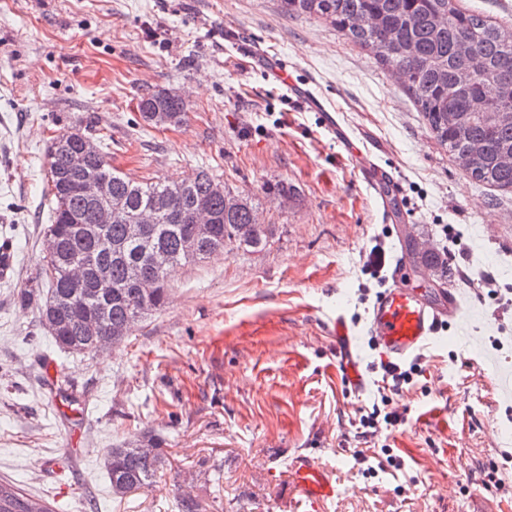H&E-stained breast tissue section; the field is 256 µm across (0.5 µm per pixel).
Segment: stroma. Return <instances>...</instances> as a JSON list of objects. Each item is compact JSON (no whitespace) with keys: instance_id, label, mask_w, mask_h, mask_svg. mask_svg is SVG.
I'll list each match as a JSON object with an SVG mask.
<instances>
[{"instance_id":"1","label":"stroma","mask_w":512,"mask_h":512,"mask_svg":"<svg viewBox=\"0 0 512 512\" xmlns=\"http://www.w3.org/2000/svg\"><path fill=\"white\" fill-rule=\"evenodd\" d=\"M287 66L352 131L336 142L272 71ZM188 104L178 126L146 124L156 91ZM108 144L136 180L209 169L252 194L271 236L175 269L166 306L108 352L72 356L22 289L40 273L47 154L68 127ZM400 185L409 230L385 223L353 151ZM295 194L285 202L278 185ZM448 263L463 321L415 356L395 395L402 423L363 434L373 385L353 393L332 320L363 324L412 238ZM0 479L54 512H308L288 479L299 455L335 473L324 512H512V193L472 180L429 132L403 80L330 22L279 0H0ZM161 436L158 483L112 496L107 448ZM387 445L403 464L369 476L355 458Z\"/></svg>"}]
</instances>
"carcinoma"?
<instances>
[{"instance_id":"obj_1","label":"carcinoma","mask_w":512,"mask_h":512,"mask_svg":"<svg viewBox=\"0 0 512 512\" xmlns=\"http://www.w3.org/2000/svg\"><path fill=\"white\" fill-rule=\"evenodd\" d=\"M284 12L308 15L331 22L345 36L365 48L381 64L405 73L406 87L425 124L452 159L472 158L466 173L475 181L501 192L512 191V166L499 159L512 154V121H500L496 110L512 109V27L462 9L457 0H279ZM472 71L469 81L461 75ZM142 119L159 126L185 122L187 104L172 91H161L140 100ZM83 133L75 127L60 131L48 151L51 194L55 207L46 233L60 237L59 256L43 259L40 277L47 292L39 317L55 344L72 354H89L90 337L76 313L97 317V334L110 338L111 330H125L132 313L149 300L152 312L168 296L169 274H164L148 297L129 287L133 268L150 273L147 256L139 244L125 238L123 225L111 224L88 237L72 231L76 224L96 223L95 209L82 191L89 179H106L112 200L130 211L162 207L152 225L157 244L171 255V268L191 265L199 257L185 252L192 233L191 216L204 205L220 216L213 234L199 242L205 257L226 250L262 249L268 243L267 227L257 221L252 196L233 192L202 169L174 182H130L99 151L82 172L69 169L68 155L81 144ZM442 278L448 273L430 249L411 248ZM70 262L88 264L89 279L80 288L68 285L63 268ZM108 268L112 299L93 296L96 275ZM152 449H141L139 440L124 442L106 452V470L112 495L117 499L150 487L166 460L164 440L148 436ZM32 499L14 485L0 481V512H29Z\"/></svg>"}]
</instances>
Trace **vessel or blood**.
<instances>
[{"mask_svg": "<svg viewBox=\"0 0 512 512\" xmlns=\"http://www.w3.org/2000/svg\"><path fill=\"white\" fill-rule=\"evenodd\" d=\"M403 264H395L392 284L375 297L365 318V331L381 362L396 368L415 357L436 339L441 325L461 315L464 300L456 289L445 288L435 299L404 287ZM336 355L345 368L348 386L363 393L369 376L358 338L343 317L334 321ZM295 486L303 493L312 512H323L337 486L329 469L318 460L301 455L291 465Z\"/></svg>", "mask_w": 512, "mask_h": 512, "instance_id": "vessel-or-blood-1", "label": "vessel or blood"}]
</instances>
